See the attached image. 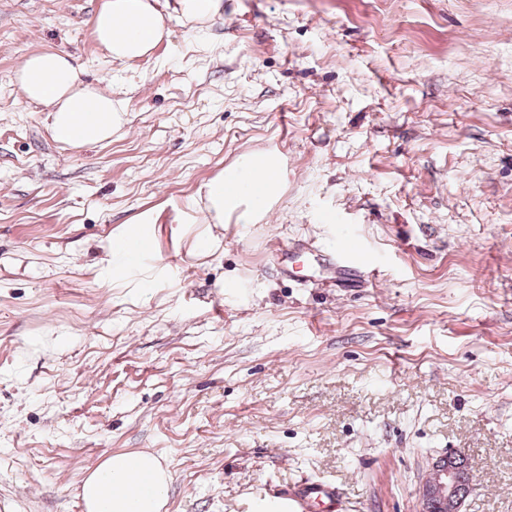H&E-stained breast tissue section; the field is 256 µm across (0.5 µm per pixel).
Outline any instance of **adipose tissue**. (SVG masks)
I'll return each instance as SVG.
<instances>
[{"label":"adipose tissue","instance_id":"obj_1","mask_svg":"<svg viewBox=\"0 0 512 512\" xmlns=\"http://www.w3.org/2000/svg\"><path fill=\"white\" fill-rule=\"evenodd\" d=\"M222 8L223 0H176L171 11L161 9L159 0H102L93 17V36L112 59L133 61L151 54L168 37L171 18L202 33ZM14 81L28 102L46 107L48 128L58 143L93 147L110 140L124 123L122 102L85 82L69 53L47 49L29 54ZM241 166L251 173L248 181L215 179L204 198L189 200V209L206 208L219 222L231 213L238 223H253L263 210L245 205L241 197L271 202L279 188V162L272 155H247ZM171 484L169 468L159 456L119 453L88 469L79 496L86 512H162Z\"/></svg>","mask_w":512,"mask_h":512}]
</instances>
